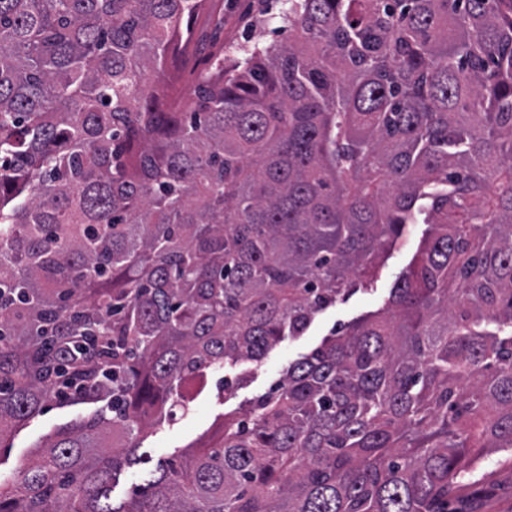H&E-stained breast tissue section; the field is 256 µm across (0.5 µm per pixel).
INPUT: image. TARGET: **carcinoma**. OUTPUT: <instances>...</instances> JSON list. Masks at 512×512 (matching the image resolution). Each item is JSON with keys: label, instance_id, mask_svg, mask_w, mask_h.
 <instances>
[{"label": "carcinoma", "instance_id": "cac0c4a2", "mask_svg": "<svg viewBox=\"0 0 512 512\" xmlns=\"http://www.w3.org/2000/svg\"><path fill=\"white\" fill-rule=\"evenodd\" d=\"M205 2L0 0V441L59 386L112 413L0 512H447L512 448V0H288V44L182 97ZM418 222L383 308L152 463L187 378L304 335Z\"/></svg>", "mask_w": 512, "mask_h": 512}]
</instances>
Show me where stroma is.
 Masks as SVG:
<instances>
[{"instance_id": "1", "label": "stroma", "mask_w": 512, "mask_h": 512, "mask_svg": "<svg viewBox=\"0 0 512 512\" xmlns=\"http://www.w3.org/2000/svg\"><path fill=\"white\" fill-rule=\"evenodd\" d=\"M283 9L282 0H215L213 9L194 24L192 44L181 61L182 93L193 92L195 83L190 73L202 67L213 52L223 51L225 58L233 59L246 48L287 42L288 32L282 29L279 18ZM424 230L421 224L406 225L395 246L378 259L376 276L366 289L336 302L317 316L304 336L284 339L262 362L241 364L237 369L242 378L239 386L225 390L220 371L194 378L185 389L187 409H175L168 420L151 429L144 447L161 457L184 458L211 443L221 431L225 413L250 408L274 387L290 363L318 346L333 329L382 308L417 252ZM98 409L95 403L69 400L47 405L0 442V476L16 475L51 435ZM448 508L450 512H512V451L493 454L460 479L448 497Z\"/></svg>"}]
</instances>
